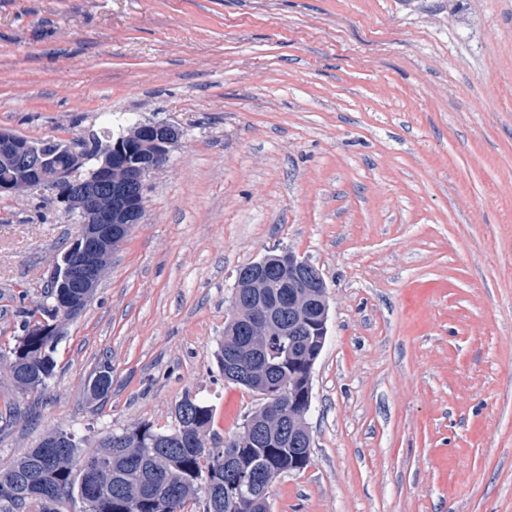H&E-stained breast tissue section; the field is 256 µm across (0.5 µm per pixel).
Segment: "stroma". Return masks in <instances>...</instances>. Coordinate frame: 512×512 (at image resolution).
<instances>
[{
  "instance_id": "1",
  "label": "stroma",
  "mask_w": 512,
  "mask_h": 512,
  "mask_svg": "<svg viewBox=\"0 0 512 512\" xmlns=\"http://www.w3.org/2000/svg\"><path fill=\"white\" fill-rule=\"evenodd\" d=\"M183 137L145 216L65 326L47 395L0 366V465L49 431L83 451L170 428L223 442L260 397L216 353L236 273L323 274L311 460L270 512H512V0H0V130ZM81 230L0 195V353ZM112 391L89 399L100 360Z\"/></svg>"
}]
</instances>
